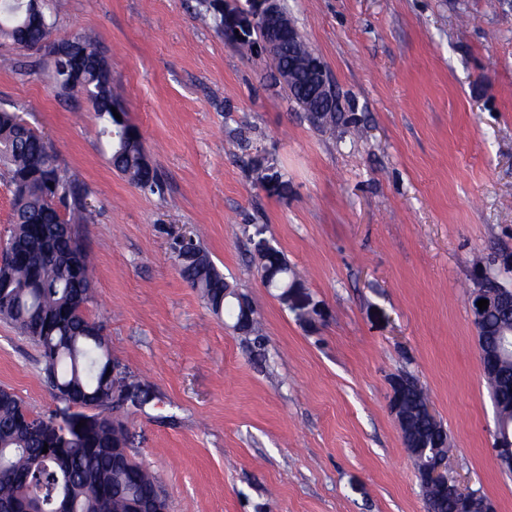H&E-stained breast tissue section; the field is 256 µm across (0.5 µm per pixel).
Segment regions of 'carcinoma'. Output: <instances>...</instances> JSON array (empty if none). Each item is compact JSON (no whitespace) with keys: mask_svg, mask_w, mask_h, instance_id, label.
Segmentation results:
<instances>
[{"mask_svg":"<svg viewBox=\"0 0 512 512\" xmlns=\"http://www.w3.org/2000/svg\"><path fill=\"white\" fill-rule=\"evenodd\" d=\"M200 20L224 33V13L214 0H199ZM54 27L45 0H0V38L52 55V65L35 70L20 66L19 74H36L61 96L85 97L100 124L96 136L110 146V161L117 172L143 190L158 186L157 170L144 161L146 150L137 133L116 120L122 111L112 71L100 42L89 33L76 32L67 39L50 40ZM261 41L272 44V65L277 73L288 72V47L273 44L264 28L249 39L233 45L250 52ZM289 99L304 112L316 129L344 121L341 112H321L308 100L300 84L286 87ZM0 166L9 185L21 174L28 176L25 189L11 190L12 228L6 245L14 258L0 267V318L20 334L33 340L45 357V379L55 395L83 405L98 404L102 424L85 445H75L59 456L42 453L38 432L22 427L31 412L10 390L0 388V512H54L63 501L74 512H130L133 505L159 497L156 477L136 461L115 464L114 456L125 449H112L114 424L108 367L112 354L103 335V325L87 315L94 301L92 264L75 233L66 234L61 225L86 224L93 218L86 203L87 191L61 169L47 137L30 127L14 111L0 108ZM64 208L63 215L59 208ZM181 275L196 289L217 317L234 320V330L259 334L257 318L241 319L235 303L236 290L224 278L208 253L199 245L177 255ZM262 270L303 287L299 272L277 249L264 256ZM512 311L488 313L482 344L496 346L499 333L512 336ZM490 394L503 409L512 407V360H504L495 376L488 378ZM427 395L415 386L405 397L414 425L427 428L420 408Z\"/></svg>","mask_w":512,"mask_h":512,"instance_id":"cac0c4a2","label":"carcinoma"}]
</instances>
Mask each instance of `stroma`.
Segmentation results:
<instances>
[{"label":"stroma","instance_id":"obj_1","mask_svg":"<svg viewBox=\"0 0 512 512\" xmlns=\"http://www.w3.org/2000/svg\"><path fill=\"white\" fill-rule=\"evenodd\" d=\"M284 3L336 88V127L314 129L270 58L202 25L196 0H49L54 39L99 37L161 175L155 193L113 169L90 103L18 75L44 52L0 40V108L49 137L98 212L77 227L96 266L87 313L156 395L118 413L129 452L168 512H427L389 409L406 375L463 486L512 512L469 306L477 260L512 254V0ZM236 137L251 151L230 148ZM258 154L284 194L253 183ZM259 227L304 274L324 310L314 322L263 287ZM182 237L249 300L262 344L183 279ZM0 386L32 414L71 413L39 348L3 320Z\"/></svg>","mask_w":512,"mask_h":512}]
</instances>
